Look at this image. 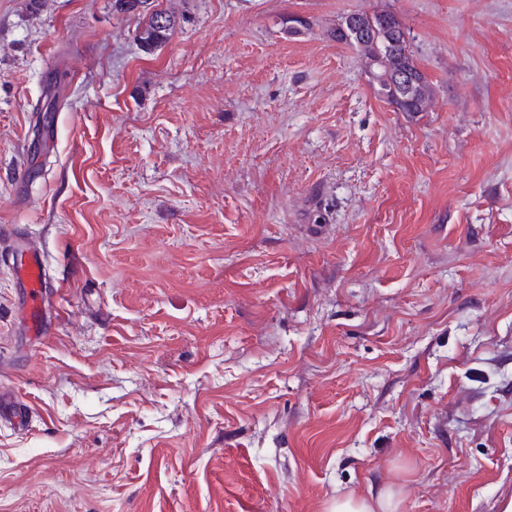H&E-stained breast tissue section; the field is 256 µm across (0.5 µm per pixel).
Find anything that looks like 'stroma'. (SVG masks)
<instances>
[{"instance_id":"obj_1","label":"stroma","mask_w":512,"mask_h":512,"mask_svg":"<svg viewBox=\"0 0 512 512\" xmlns=\"http://www.w3.org/2000/svg\"><path fill=\"white\" fill-rule=\"evenodd\" d=\"M153 7L149 54L112 0H0V389L33 417L0 422V512H502L512 0ZM380 10L417 116L328 36ZM44 263L40 255L26 251L19 277L26 292L25 309L29 330L40 333L42 329L43 307L45 302L46 281L44 278ZM394 495L388 493L377 498L375 502L365 498L346 496L336 497L330 504L328 512H395Z\"/></svg>"}]
</instances>
